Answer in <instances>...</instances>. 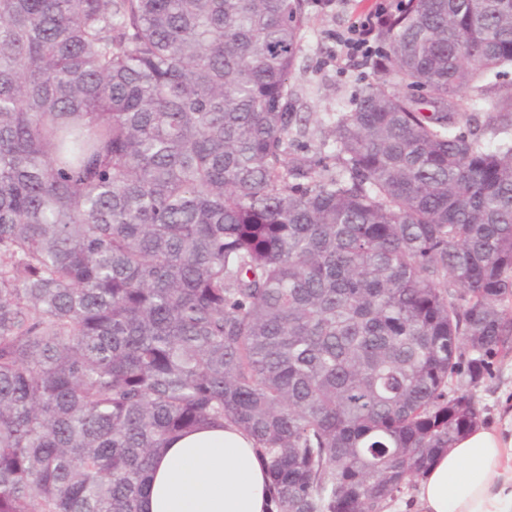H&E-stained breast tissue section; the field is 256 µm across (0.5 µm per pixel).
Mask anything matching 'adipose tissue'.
Segmentation results:
<instances>
[{
  "mask_svg": "<svg viewBox=\"0 0 512 512\" xmlns=\"http://www.w3.org/2000/svg\"><path fill=\"white\" fill-rule=\"evenodd\" d=\"M270 476L253 439L207 425L173 439L152 467L144 512H269ZM418 512H512V407L433 459L416 489Z\"/></svg>",
  "mask_w": 512,
  "mask_h": 512,
  "instance_id": "obj_1",
  "label": "adipose tissue"
}]
</instances>
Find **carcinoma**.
I'll list each match as a JSON object with an SVG mask.
<instances>
[{
    "mask_svg": "<svg viewBox=\"0 0 512 512\" xmlns=\"http://www.w3.org/2000/svg\"><path fill=\"white\" fill-rule=\"evenodd\" d=\"M307 0H0V512H141L227 422L277 512H387L512 352V0H407L331 154ZM512 121V91L484 99Z\"/></svg>",
    "mask_w": 512,
    "mask_h": 512,
    "instance_id": "cac0c4a2",
    "label": "carcinoma"
}]
</instances>
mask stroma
I'll return each instance as SVG.
<instances>
[{"instance_id": "stroma-1", "label": "stroma", "mask_w": 512, "mask_h": 512, "mask_svg": "<svg viewBox=\"0 0 512 512\" xmlns=\"http://www.w3.org/2000/svg\"><path fill=\"white\" fill-rule=\"evenodd\" d=\"M371 0H346L335 11L323 13L308 6L291 82L300 97L301 111L310 113L309 139L332 145L333 120L345 111L362 89L373 83V68L340 61L336 35L354 14L366 11ZM472 394L485 420H495L501 399L512 398V354L498 360L492 380L474 387Z\"/></svg>"}]
</instances>
